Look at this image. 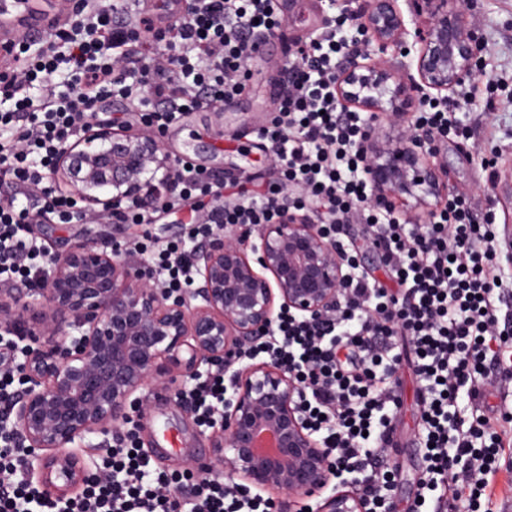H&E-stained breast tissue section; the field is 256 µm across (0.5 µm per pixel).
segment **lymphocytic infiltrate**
Listing matches in <instances>:
<instances>
[{
  "mask_svg": "<svg viewBox=\"0 0 512 512\" xmlns=\"http://www.w3.org/2000/svg\"><path fill=\"white\" fill-rule=\"evenodd\" d=\"M119 16L116 6L82 0L32 69L21 61L24 47H12L16 74L0 80V99L14 103L11 112L0 114V125L10 128L0 136V181L26 190L27 203L0 199V278L42 280L45 270L25 227L43 212L65 223L86 219L48 175L59 149L84 135L100 104L115 96L133 99L129 77L148 88L157 107L147 119L161 129L180 113L216 109L241 96L253 35L284 27L271 0H189L186 16L166 41L169 54L156 58L144 53L139 41L150 19L140 15L122 24ZM359 40L357 29L339 17L318 41L299 48L288 64L279 113L258 135L271 142L284 180L304 185L324 205L332 225L356 218L375 228L382 263L403 290L353 277L335 316L283 315L265 348L300 375L312 426L330 448L340 476L363 486L378 508L392 488L384 458L400 405L396 373L411 365L423 389L422 440L428 446L419 490L443 501L465 491L478 499L497 455L495 447L479 442L499 422L512 421L507 413L489 415L484 402L489 377L512 380V367L499 363L502 351L512 347V331L500 326L511 293L498 281L497 227L475 223L463 196L449 199L429 224H396L387 213L367 207L368 183L358 176L361 158L352 149L363 119L338 109L332 86L339 55ZM36 80L42 93L34 99L28 89ZM223 188V176L179 162L168 198L174 203L214 198ZM291 206L273 192L223 208L221 221L267 224ZM158 260L160 277L192 287L184 247L166 245ZM223 385V374L215 372L185 388L182 397L200 417L213 418L224 403ZM101 459L104 478L74 501L70 512H255L250 499L220 483L203 484L189 505L170 498L164 482L151 479L129 449H103ZM0 473L7 478L0 487V512H30L17 464L2 451Z\"/></svg>",
  "mask_w": 512,
  "mask_h": 512,
  "instance_id": "f902f5d3",
  "label": "lymphocytic infiltrate"
}]
</instances>
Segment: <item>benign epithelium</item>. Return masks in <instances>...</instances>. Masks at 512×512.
<instances>
[{
	"instance_id": "benign-epithelium-1",
	"label": "benign epithelium",
	"mask_w": 512,
	"mask_h": 512,
	"mask_svg": "<svg viewBox=\"0 0 512 512\" xmlns=\"http://www.w3.org/2000/svg\"><path fill=\"white\" fill-rule=\"evenodd\" d=\"M332 0L374 49L347 53L333 75L336 104L371 121L355 145L372 205L434 210L448 201L439 160L445 133L408 124L421 103H446L479 68V40L459 0ZM173 162L151 133L93 115L62 147L53 177L86 210L117 220L132 202L171 186ZM196 286L172 293L152 268L118 250L78 244L49 258L41 284L0 299V342L19 388L0 424L23 445L21 469L38 502L64 512L93 481L98 439L133 422L139 394L164 380L228 375L218 418L204 426L214 461H191L225 487L287 504L317 497L316 512H367L349 481L336 486L329 449L311 429L297 375L244 354L288 312L336 311L351 278L323 225L288 211L249 235L226 226L191 248Z\"/></svg>"
}]
</instances>
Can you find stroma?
I'll return each mask as SVG.
<instances>
[{
	"label": "stroma",
	"instance_id": "1",
	"mask_svg": "<svg viewBox=\"0 0 512 512\" xmlns=\"http://www.w3.org/2000/svg\"><path fill=\"white\" fill-rule=\"evenodd\" d=\"M275 12L286 24L283 40L273 42L248 60L245 92L221 109L184 113L179 121L160 131L163 148L173 157L188 159L201 169L227 175L226 205L246 202L249 196L278 190L294 197L302 188L288 185L280 174L269 143L258 140L257 128L270 125L280 108V87L270 79L273 70L288 61L290 47L312 40L321 31L322 12L328 0H273ZM470 20L479 32L486 79L512 71V0H472ZM470 127L466 138L442 143L440 157L448 168L449 193L467 197L477 219L492 217L497 226L512 225V87L492 110L482 103L466 106L458 114ZM217 221L210 198L189 200L181 209L159 212L148 224L104 222L62 223L56 216L27 225L29 236L43 256L64 251L79 241L123 247L141 245L140 256L155 263L154 246L187 239L192 214ZM374 233L368 224L354 220L343 226L340 241L357 260L360 274L386 280L387 273L376 260ZM403 404L396 422L400 446L388 454L386 465L396 474L393 485L398 512H407L416 500V479L423 467L419 446L421 412L415 378L400 371ZM133 446L150 461L152 476L173 479L183 461L208 452V442L197 432L194 416L176 406L166 389L153 388L134 431ZM507 445L499 456L488 487L497 512H512V433L503 432Z\"/></svg>",
	"mask_w": 512,
	"mask_h": 512
}]
</instances>
